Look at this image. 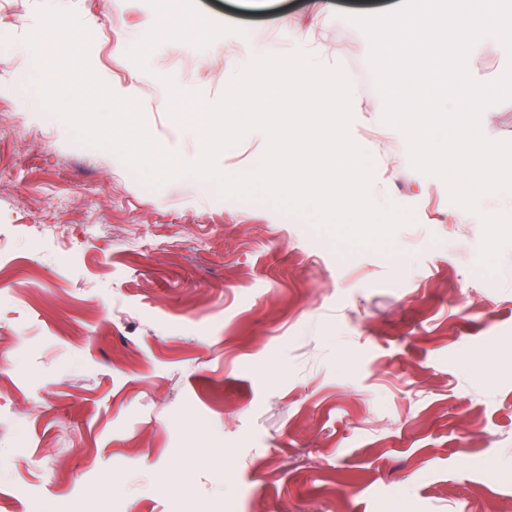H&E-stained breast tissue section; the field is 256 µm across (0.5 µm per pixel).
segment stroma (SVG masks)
<instances>
[{
  "mask_svg": "<svg viewBox=\"0 0 512 512\" xmlns=\"http://www.w3.org/2000/svg\"><path fill=\"white\" fill-rule=\"evenodd\" d=\"M51 2L159 147L193 161L163 77L213 101L252 47L309 29L365 70L344 15L395 0H331L319 25L317 0ZM37 4L0 0L17 39L0 49V512H512V247L486 274L479 217L456 222L378 112L351 127L372 197L416 217L390 253L210 182L147 184L42 107L19 42ZM265 147L250 133L218 166ZM157 471L186 491L150 486Z\"/></svg>",
  "mask_w": 512,
  "mask_h": 512,
  "instance_id": "35a3bbf8",
  "label": "stroma"
}]
</instances>
